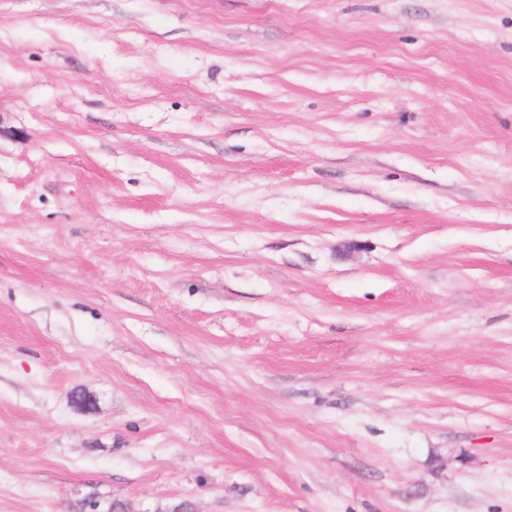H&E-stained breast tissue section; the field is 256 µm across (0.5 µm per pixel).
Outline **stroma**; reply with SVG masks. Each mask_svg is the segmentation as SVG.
Wrapping results in <instances>:
<instances>
[{"mask_svg":"<svg viewBox=\"0 0 512 512\" xmlns=\"http://www.w3.org/2000/svg\"><path fill=\"white\" fill-rule=\"evenodd\" d=\"M512 512V0H0V512Z\"/></svg>","mask_w":512,"mask_h":512,"instance_id":"obj_1","label":"stroma"}]
</instances>
